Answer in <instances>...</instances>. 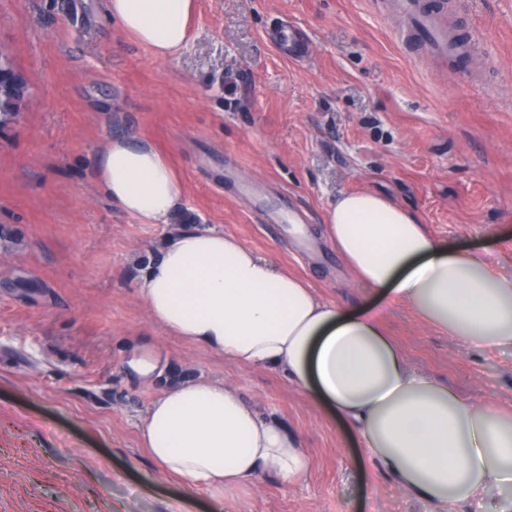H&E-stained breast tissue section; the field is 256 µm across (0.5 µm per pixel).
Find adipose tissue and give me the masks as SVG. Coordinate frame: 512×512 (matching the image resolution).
<instances>
[{"label": "adipose tissue", "instance_id": "adipose-tissue-1", "mask_svg": "<svg viewBox=\"0 0 512 512\" xmlns=\"http://www.w3.org/2000/svg\"><path fill=\"white\" fill-rule=\"evenodd\" d=\"M194 0H105V15L160 57L180 48ZM105 195L146 224L168 223L179 182L150 141L115 136L96 170ZM324 234L358 287L404 307L438 334L485 352L512 349V275L449 246L401 204L371 191L327 209ZM137 292L168 334L245 368H275L353 432L361 460L425 512H512V406L479 403L411 367L369 308L318 298L215 228L169 238ZM142 445L188 487L228 501L263 474L297 483L309 459L281 423L233 385L205 377L168 386L139 424Z\"/></svg>", "mask_w": 512, "mask_h": 512}]
</instances>
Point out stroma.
I'll return each instance as SVG.
<instances>
[{"label": "stroma", "instance_id": "obj_1", "mask_svg": "<svg viewBox=\"0 0 512 512\" xmlns=\"http://www.w3.org/2000/svg\"><path fill=\"white\" fill-rule=\"evenodd\" d=\"M447 2L458 37L481 35L474 68L404 46L377 0H196L190 40L167 58L112 24L104 0H0V50L28 83L0 127V512H424L361 466L322 403L279 372L167 335L136 283L170 236L210 226L321 299L378 305L318 233L330 204L358 191L512 274V0ZM284 17L312 56L270 43ZM117 134L169 157L171 223H141L102 192L95 170ZM261 203L303 222L263 223ZM380 313L415 369L477 402H512V350ZM145 343L172 378L230 383L281 421L309 456L306 476L286 487L266 475L221 504L165 475L138 433L163 390L129 365Z\"/></svg>", "mask_w": 512, "mask_h": 512}]
</instances>
